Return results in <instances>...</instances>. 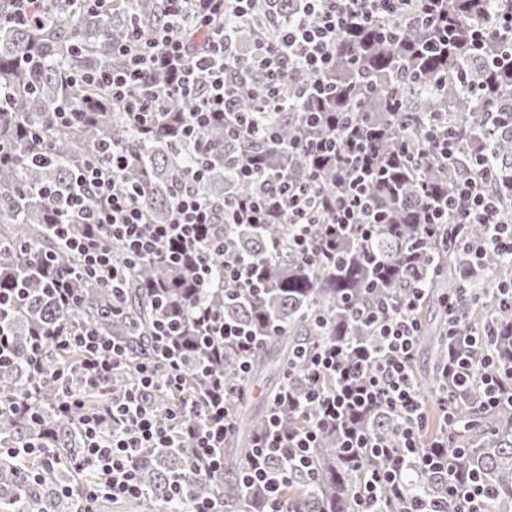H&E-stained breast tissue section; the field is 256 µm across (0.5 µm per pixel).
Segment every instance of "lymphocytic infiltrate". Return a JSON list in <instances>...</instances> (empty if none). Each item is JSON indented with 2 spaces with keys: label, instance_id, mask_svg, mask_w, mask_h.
<instances>
[{
  "label": "lymphocytic infiltrate",
  "instance_id": "f902f5d3",
  "mask_svg": "<svg viewBox=\"0 0 512 512\" xmlns=\"http://www.w3.org/2000/svg\"><path fill=\"white\" fill-rule=\"evenodd\" d=\"M229 0H164L165 10L152 37L142 38L131 30L117 47L119 67L79 73L78 83L106 90L113 102L122 104L132 126H148L159 111L161 100L171 102L185 96L194 101L193 121L182 129L183 138H191L195 128L226 117L230 130L242 136L257 131L253 120L236 111L235 98L254 103L258 113L282 112L292 100L308 101L323 95L319 76L333 68V48L339 36L352 28L390 17L402 26L429 25L437 20L432 0H297L288 18L274 15L266 22L272 41H258L250 55V66L262 69L263 83H245L227 92L224 70L233 55L230 30L225 24V3ZM291 71L295 76L292 98L280 89V75ZM170 80L163 95L152 90L154 73ZM129 163L118 146L101 145L95 157L81 167L66 194L61 195L56 211L61 220L53 230L73 253L78 266L88 277L98 279L112 289V313H123L121 281L135 272L142 260L165 256L175 264L196 260V275L202 284L213 280V256L219 247L209 239L215 222L212 203L204 192L203 175L194 172L179 190L171 218L165 224L149 223L137 191L122 178ZM375 174L367 162H359L351 175L349 192L335 196L316 193L313 180L302 182L278 178L260 191L236 200L226 207L228 224H279L291 227L290 244L301 254L333 257L338 226H346L355 235L363 251H370L373 228L379 212L367 208L364 192ZM512 206L501 195L493 166L473 161L457 182L447 202L429 210L425 216L427 239L440 246L463 245L469 268L484 265L492 253L512 256V220L506 213ZM326 212L328 225L323 236L311 229L315 213ZM78 218L86 229L73 234L70 218ZM472 224L486 225L484 237L473 240L468 235ZM119 242L122 255H114L112 242ZM422 295L410 291L402 303H382L375 309L354 310L355 321L369 327L377 338V348L356 367H348L347 350L328 344L315 352L300 350L304 376L309 382L307 403L317 406L303 426L290 434L269 428L254 442L256 451L243 479L260 485L272 500L271 512H283L280 487L288 474L302 468L310 448L315 447L319 432L327 425L372 405H381L399 421V445L418 447L427 427L423 411L425 399L413 383L414 347L420 331L416 311ZM172 322H160L154 335L155 346L166 363L157 371L153 363H142L130 389L122 398L106 402L101 410L82 419L84 455L82 466L95 468L98 479L82 491L84 500L98 495L112 498L142 495L135 471V461L142 449L170 448L174 430H183L196 448L197 458L205 468L218 467L215 448L220 438L231 434V414L215 409L204 412L193 401L173 402L165 415H158L151 397L167 390L179 391L184 360L175 346ZM80 348L79 363L84 382L104 387L115 369L126 362V349L114 338L87 327L68 338ZM444 374L454 390L482 389V403L493 408L503 402L502 378L512 379V368L505 373L494 369V358L487 347L477 354L450 351ZM334 379L333 391H325L323 379ZM278 459V469H271L269 459Z\"/></svg>",
  "mask_w": 512,
  "mask_h": 512
}]
</instances>
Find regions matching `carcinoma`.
Here are the masks:
<instances>
[{"label":"carcinoma","instance_id":"obj_1","mask_svg":"<svg viewBox=\"0 0 512 512\" xmlns=\"http://www.w3.org/2000/svg\"><path fill=\"white\" fill-rule=\"evenodd\" d=\"M492 0H441L444 21L434 26L382 29L368 25L336 41L334 68L322 77L329 98L320 106L316 132L347 143L359 139L364 154L382 177L368 190L370 204L383 212L385 222L375 226L372 246L379 256L375 266L366 260L351 236L339 244L336 260L311 262L288 247V225L213 224L210 235L248 262L263 268L261 282L238 288L224 281L203 288L192 271L166 261L142 263L127 280L123 292L125 313L112 317V289L78 271L75 257L58 238L54 199L48 192L66 190L73 174L95 146L106 140L122 148L131 166L124 172L128 186L143 193L141 201L153 224L168 222L178 188L194 170L204 173V191L216 215L224 205L254 192L256 182L237 176L242 158L259 156L268 180L288 173L305 178L314 172L326 194L346 186L350 171L346 155L325 163L288 145L311 132L302 111L276 112L251 137L225 133V124L200 128L197 146L184 145L175 136L172 118L188 117L192 103L164 102L147 133L125 122L119 107L105 92L72 81L81 71L117 66L121 58L112 45L130 28L143 37L152 34L164 8L163 0H111L98 11L87 0H44L49 21L38 27H0V93L12 107L0 112V292L25 290L23 300L0 321L10 325L16 356L0 366V402L5 403L32 387L26 363L31 336L40 330H75L89 325L105 336L121 339L129 348V365L116 371L107 385V397L120 396L133 378L135 363L154 357V323L171 312L180 318L178 350L187 361L183 391L202 408L212 382L226 379L241 387L261 381L273 399L283 391L302 396L308 384L302 374L288 381L278 375L296 361L297 350L337 343L347 348L350 364L376 339L352 317V310L382 300L399 303L411 287L423 291L421 331L416 347L431 355L432 370L414 372V383L426 397L442 384L448 360L449 337L443 334V300L461 284L465 266L458 247L413 254L412 244L424 235L423 209L440 205L452 194L460 171L477 154L498 166L505 196L512 195V134L490 131L492 112L512 113V40L490 36L472 41V33L493 9ZM262 30L254 23L238 22L232 39L239 53H247ZM229 82H259L262 75L231 59ZM83 109L79 120L60 127L51 120L57 108ZM439 112L445 125L461 135L457 167L431 156L417 157L424 120ZM353 117L355 130L343 118ZM47 150L52 161L31 166L27 156ZM282 244L273 254L270 245ZM63 276L77 294V305L57 302L49 292L50 280ZM512 279V259L491 255L485 266L471 272L477 288H494ZM242 324L262 338L249 356L248 371H239L235 352L220 338L206 347L199 311ZM498 336L493 339L494 359L512 363V311L497 316ZM49 375L39 383V401L26 416L0 414V512H76L79 493L89 468L75 462L84 453L81 416L98 408L102 393L79 377L82 358L74 346L45 347ZM71 393L80 408L70 414L55 411L56 402ZM249 399L230 395L227 404L235 430L218 448L221 467L198 472L195 448L188 439H175V447L145 448L135 462L144 496L126 501L127 512H185L189 504L171 493L175 481L192 499L215 503L220 512H269L270 501L256 487L242 482L256 437L269 424L271 410L251 411ZM457 417L466 427L460 448L398 447L396 417L375 407L350 427L385 439L397 457H405L400 487L382 492L383 512H407L415 496L437 501L443 512H454L448 499V479L480 480L493 490L489 512H512V410L486 411L477 389L456 399ZM313 405L300 401L294 411L280 410L281 427L293 430L313 414ZM342 428L323 430L309 450V467L290 474L283 487V508L290 512H356L360 475L385 464L369 448L353 452L341 447ZM33 444L55 448L56 461L44 460L16 449ZM432 457L444 470L421 474L417 458Z\"/></svg>","mask_w":512,"mask_h":512}]
</instances>
